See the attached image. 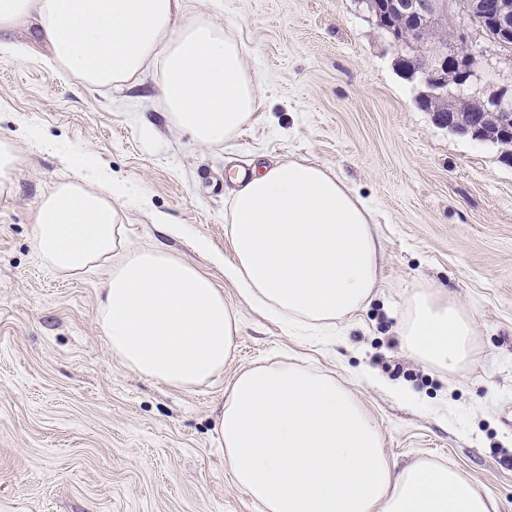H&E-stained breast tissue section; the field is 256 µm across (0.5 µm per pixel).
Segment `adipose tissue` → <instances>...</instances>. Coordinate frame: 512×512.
I'll list each match as a JSON object with an SVG mask.
<instances>
[{
	"label": "adipose tissue",
	"instance_id": "ef3b65f1",
	"mask_svg": "<svg viewBox=\"0 0 512 512\" xmlns=\"http://www.w3.org/2000/svg\"><path fill=\"white\" fill-rule=\"evenodd\" d=\"M185 0H0V32L35 19L57 64L91 87L160 65L170 122L204 146L231 139L260 85L235 37ZM228 274L258 309L319 329L349 321L373 297L381 256L374 210L336 170L281 162L235 178ZM127 185L92 158L42 196L33 226L41 263L61 276L109 266L97 323L131 371L177 389L209 383L235 350L238 318L193 263L128 242L115 198ZM405 348L455 372L478 360L475 326L447 291L417 285L401 305ZM216 443L232 482L261 512H493L457 469H395L379 427L335 377L294 363L254 364L225 391Z\"/></svg>",
	"mask_w": 512,
	"mask_h": 512
}]
</instances>
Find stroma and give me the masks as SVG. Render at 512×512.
<instances>
[{
	"label": "stroma",
	"mask_w": 512,
	"mask_h": 512,
	"mask_svg": "<svg viewBox=\"0 0 512 512\" xmlns=\"http://www.w3.org/2000/svg\"><path fill=\"white\" fill-rule=\"evenodd\" d=\"M244 47L264 93L250 124L207 147L172 126L149 69L94 89L54 65L35 27L0 36V138L24 158L0 196V512H260L215 443L226 387L256 362L333 374L364 404L396 469L457 467L512 512V158L437 126L417 80L360 0H186ZM487 96L512 64L477 27ZM125 181L127 239L193 262L238 313L236 350L210 384L174 389L126 368L96 311L107 268L64 278L31 244L43 194L84 155ZM308 160L370 199L381 243L374 298L321 341L255 310L224 274V215L241 166ZM418 283L446 287L476 327L477 363L423 366L400 342ZM408 386V403L388 389Z\"/></svg>",
	"instance_id": "35a3bbf8"
}]
</instances>
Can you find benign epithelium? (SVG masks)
<instances>
[{
	"label": "benign epithelium",
	"mask_w": 512,
	"mask_h": 512,
	"mask_svg": "<svg viewBox=\"0 0 512 512\" xmlns=\"http://www.w3.org/2000/svg\"><path fill=\"white\" fill-rule=\"evenodd\" d=\"M378 27L392 41L397 58L413 51V63L400 69L407 78H419L424 90L416 107L439 126L468 133L472 139L512 146V94L503 89L477 98L481 113L463 109L460 93L481 83L484 70L467 48L460 23H489L498 33L499 46L512 45V0H448L441 16L435 0H362Z\"/></svg>",
	"instance_id": "benign-epithelium-1"
}]
</instances>
